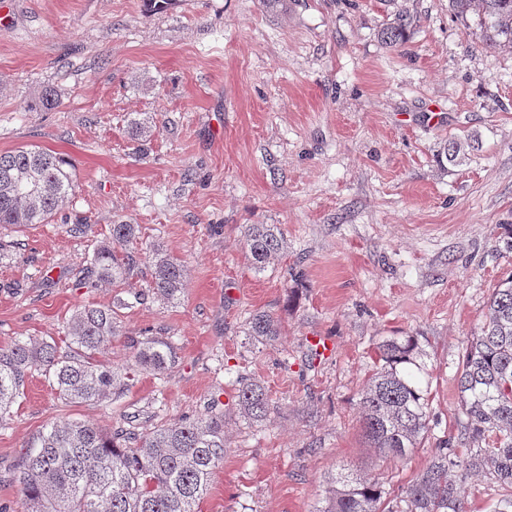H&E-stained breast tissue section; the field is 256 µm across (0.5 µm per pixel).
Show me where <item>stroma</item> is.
Returning a JSON list of instances; mask_svg holds the SVG:
<instances>
[{
    "label": "stroma",
    "instance_id": "35a3bbf8",
    "mask_svg": "<svg viewBox=\"0 0 512 512\" xmlns=\"http://www.w3.org/2000/svg\"><path fill=\"white\" fill-rule=\"evenodd\" d=\"M401 11L409 39L387 47L380 29ZM141 113L157 124L144 143L129 129ZM456 141L463 155L439 161ZM23 146L70 159L77 186L50 223L0 229V344L61 339L76 307L112 302L116 287L79 279L116 224L137 229L134 284L160 249L186 265L187 290L121 310L107 356L125 368L126 337L148 329L177 343L172 372L135 373L107 407L64 404L34 374L0 426V472L47 424L141 433L217 399L228 451L201 512H314L329 475L395 491L457 434L459 355L512 273V49L486 52L448 0H289L284 14L259 0L156 13L144 0H0V152ZM249 224L278 225L287 243L261 272ZM263 310L281 334L248 345L242 325ZM390 336L427 353L432 430L386 469L358 400ZM241 375L268 388L266 421L239 418Z\"/></svg>",
    "mask_w": 512,
    "mask_h": 512
}]
</instances>
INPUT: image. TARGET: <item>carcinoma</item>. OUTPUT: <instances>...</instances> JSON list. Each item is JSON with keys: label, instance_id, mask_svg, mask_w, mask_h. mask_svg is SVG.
Segmentation results:
<instances>
[{"label": "carcinoma", "instance_id": "1", "mask_svg": "<svg viewBox=\"0 0 512 512\" xmlns=\"http://www.w3.org/2000/svg\"><path fill=\"white\" fill-rule=\"evenodd\" d=\"M456 17L474 18L489 49L512 48V0H449ZM411 18L398 13L380 31L382 41L404 43ZM136 140L152 135V122L130 120ZM74 166L37 146L0 152V225L43 224L69 199ZM136 235L132 224L112 225V241L96 249L81 271L80 284L124 286L127 298L111 306L75 308L66 326V345L55 340L18 338L0 347V424L25 396L33 372L40 371L66 403L110 405L130 388L127 373L105 366L119 335L118 311L155 297L170 304L184 297L187 270L181 260L152 254L144 288L130 282L136 256L119 247ZM244 244L260 272L284 249L275 224H248ZM249 343L270 344L280 336L276 317L256 312L245 323ZM128 370L161 376L179 362L170 337L144 332L127 338ZM377 366L360 393L362 432L382 464L397 465L428 438L430 392L426 356L417 339L401 336L377 347ZM464 421L456 436L436 443L431 462L396 498L402 512H469L462 485L474 472H487L503 491L492 512H512V275L493 288L485 321L468 339L456 375ZM240 417L249 424L268 419L271 404L258 381L237 380ZM210 402L206 414L155 427L144 433L103 430L90 423H52L22 453L18 467L0 482L19 486L20 512H200L219 467L224 464V410ZM315 512H396L378 481L338 472L329 478Z\"/></svg>", "mask_w": 512, "mask_h": 512}]
</instances>
